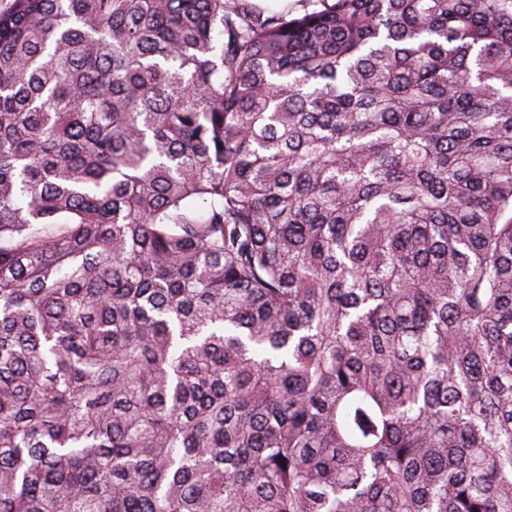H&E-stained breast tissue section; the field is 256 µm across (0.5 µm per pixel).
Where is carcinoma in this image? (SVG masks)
<instances>
[{
	"label": "carcinoma",
	"instance_id": "carcinoma-1",
	"mask_svg": "<svg viewBox=\"0 0 512 512\" xmlns=\"http://www.w3.org/2000/svg\"><path fill=\"white\" fill-rule=\"evenodd\" d=\"M0 9V512H512V0Z\"/></svg>",
	"mask_w": 512,
	"mask_h": 512
}]
</instances>
